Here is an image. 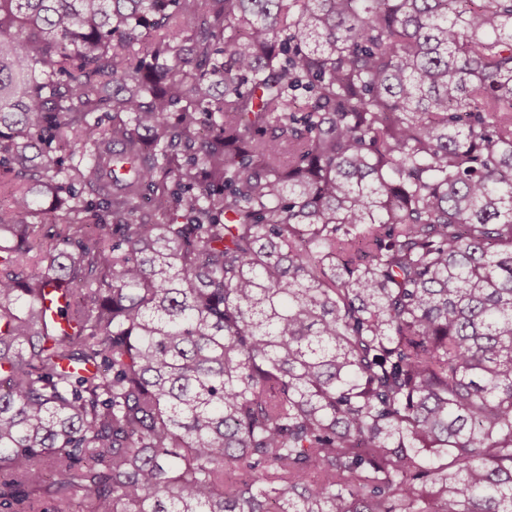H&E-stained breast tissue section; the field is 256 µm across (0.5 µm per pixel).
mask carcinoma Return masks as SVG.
Segmentation results:
<instances>
[{
    "label": "carcinoma",
    "instance_id": "cac0c4a2",
    "mask_svg": "<svg viewBox=\"0 0 512 512\" xmlns=\"http://www.w3.org/2000/svg\"><path fill=\"white\" fill-rule=\"evenodd\" d=\"M3 193L0 512H512V0H0Z\"/></svg>",
    "mask_w": 512,
    "mask_h": 512
}]
</instances>
